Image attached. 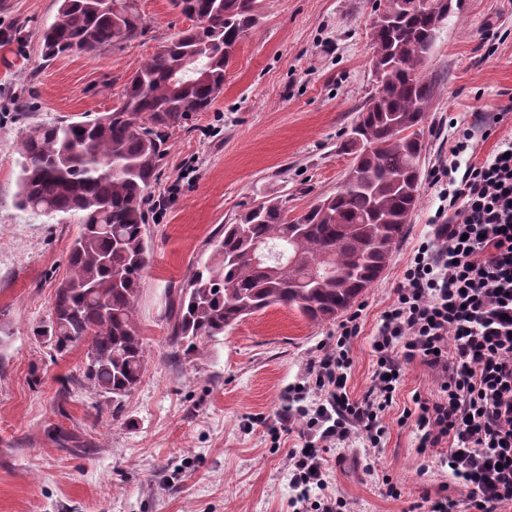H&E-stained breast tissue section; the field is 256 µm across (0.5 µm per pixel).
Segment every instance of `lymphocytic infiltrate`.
<instances>
[{"instance_id":"f902f5d3","label":"lymphocytic infiltrate","mask_w":512,"mask_h":512,"mask_svg":"<svg viewBox=\"0 0 512 512\" xmlns=\"http://www.w3.org/2000/svg\"><path fill=\"white\" fill-rule=\"evenodd\" d=\"M474 132L458 130L449 162L432 172L440 204L434 234L407 262L393 302L373 339L372 388L363 399L346 387L358 314L335 344L288 389L281 431L300 426L302 447L288 453L296 503L318 497L321 512H349L330 490L323 454L362 441L378 448L383 414L406 365L440 375L434 398L417 400L414 429L424 456H438L453 478L409 512H500L512 506V137L479 164L461 165Z\"/></svg>"}]
</instances>
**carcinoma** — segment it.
I'll return each mask as SVG.
<instances>
[{
	"mask_svg": "<svg viewBox=\"0 0 512 512\" xmlns=\"http://www.w3.org/2000/svg\"><path fill=\"white\" fill-rule=\"evenodd\" d=\"M44 30L48 59L131 41L143 27L135 0H58ZM190 25L128 80L121 101L91 120L41 123L22 132L20 205L45 214L80 213L70 274L37 331L59 353L89 344L85 377L112 396L114 411L146 371L135 303L150 245L146 195L171 133L206 112L224 91L235 49L258 27L259 0H171ZM462 0L435 12L400 11L372 28L381 48L378 95L351 129V178L293 219L270 198L212 242L187 283L172 291L170 343L195 357L241 319L272 305L324 323L347 311L386 267L420 202V130L434 85L424 64ZM270 247L255 263L253 246Z\"/></svg>",
	"mask_w": 512,
	"mask_h": 512,
	"instance_id": "carcinoma-1",
	"label": "carcinoma"
}]
</instances>
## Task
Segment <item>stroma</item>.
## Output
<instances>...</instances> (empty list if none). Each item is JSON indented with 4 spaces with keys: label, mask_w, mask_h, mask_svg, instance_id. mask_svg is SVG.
Wrapping results in <instances>:
<instances>
[{
    "label": "stroma",
    "mask_w": 512,
    "mask_h": 512,
    "mask_svg": "<svg viewBox=\"0 0 512 512\" xmlns=\"http://www.w3.org/2000/svg\"><path fill=\"white\" fill-rule=\"evenodd\" d=\"M444 24L424 75L435 95L423 128L421 201L382 274L358 298L350 343V395L372 386V341L413 250L428 237L439 199L429 174L448 158L454 125L492 118L468 159L480 163L512 134V0H462ZM383 0H263V20L229 65L212 107L173 132L147 205L150 257L136 314L147 370L120 412L84 376V346L60 354L37 326L69 273L80 218L20 208V136L26 127L88 120L112 111L126 79L189 21L170 0H138L143 33L95 53L43 58L40 34L58 0H0V512H293L288 452L298 433L271 443L289 384L340 320L309 322L291 308L249 315L187 360L168 341L170 289L180 287L224 225L268 197L289 215L339 190L352 157L343 150L375 92L372 21ZM435 371L405 369L377 476L361 443L328 451L330 486L351 512H407L450 485L421 455L412 397L433 395ZM401 491L390 497L381 475Z\"/></svg>",
    "instance_id": "obj_1"
}]
</instances>
